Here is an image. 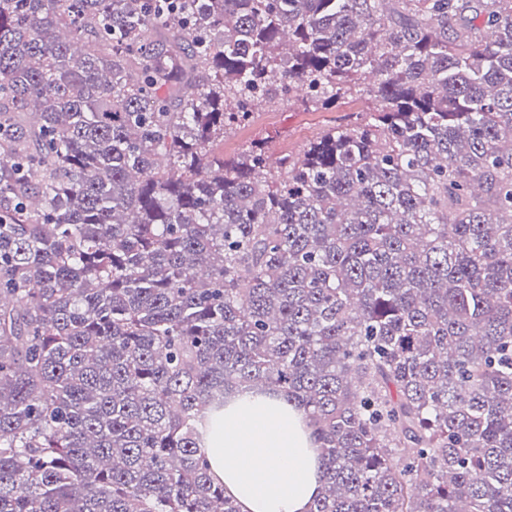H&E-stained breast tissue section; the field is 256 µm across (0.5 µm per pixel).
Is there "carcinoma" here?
<instances>
[{
  "mask_svg": "<svg viewBox=\"0 0 512 512\" xmlns=\"http://www.w3.org/2000/svg\"><path fill=\"white\" fill-rule=\"evenodd\" d=\"M0 127V512H240L243 388L309 512H512V0H0ZM367 105L355 97L341 99L331 109L305 108L295 101L274 106L261 104L253 108L248 122L227 133L215 148L224 153L225 159H231L255 142L268 141L271 157L296 155L329 130L360 122ZM315 448L303 413L280 395L243 389L206 449L214 479L242 512H308L323 486Z\"/></svg>",
  "mask_w": 512,
  "mask_h": 512,
  "instance_id": "obj_1",
  "label": "carcinoma"
}]
</instances>
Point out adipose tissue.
<instances>
[{
  "instance_id": "obj_1",
  "label": "adipose tissue",
  "mask_w": 512,
  "mask_h": 512,
  "mask_svg": "<svg viewBox=\"0 0 512 512\" xmlns=\"http://www.w3.org/2000/svg\"><path fill=\"white\" fill-rule=\"evenodd\" d=\"M207 456L214 479L242 512H309L322 490L312 429L276 394L236 391L222 427L209 436Z\"/></svg>"
}]
</instances>
